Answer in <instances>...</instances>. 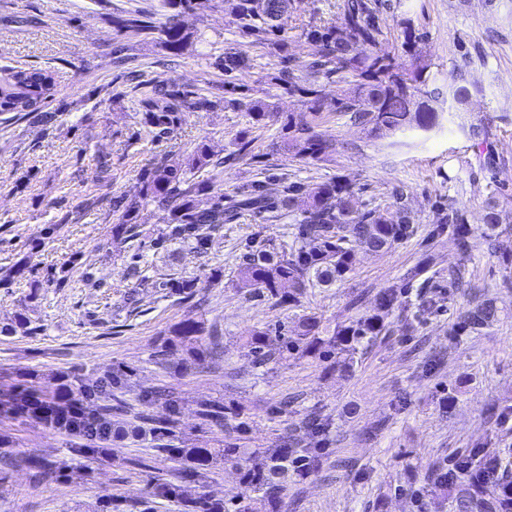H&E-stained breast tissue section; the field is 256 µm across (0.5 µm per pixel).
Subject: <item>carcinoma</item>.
Wrapping results in <instances>:
<instances>
[{
    "label": "carcinoma",
    "mask_w": 512,
    "mask_h": 512,
    "mask_svg": "<svg viewBox=\"0 0 512 512\" xmlns=\"http://www.w3.org/2000/svg\"><path fill=\"white\" fill-rule=\"evenodd\" d=\"M290 0H235L233 11L241 31L259 37L282 32L281 20L288 12ZM172 13L157 23L139 11L112 17V26L120 36L147 37L158 34L160 45L177 55L193 42L194 33L180 21V16L195 8V0H167ZM381 28L372 0H347L341 22L337 26L310 27L307 39L318 46L309 63V70L327 80L338 72L356 78L353 94L340 93L332 101L325 100L323 86L304 80L291 67H283L276 85L296 95L306 111L291 116L283 125V147L295 141L296 154L304 159H318L336 151V144L315 131L318 114L330 109L351 114L368 130L371 137L383 139L397 132L419 128L429 130L438 120L443 93L430 87L428 66H399L394 58L378 50ZM245 59L237 53H221L214 65L231 73L243 68ZM58 93L51 71L24 68L0 77V115L5 121H19L41 110ZM245 111L260 123L273 116L274 105L246 98L224 100L187 90L155 85L142 92L139 106L145 126L155 138H162L177 127L184 112H209L222 104ZM224 170V159H215L202 143L178 161L170 155L154 157L142 170L140 187L133 196L112 199V212L119 214L112 235L117 239H134L141 235L137 216L148 205L164 213L167 232L156 238V244L179 242L200 251L211 236L224 228L227 215L238 209L258 212H280L294 206L297 196L306 199L301 219L294 225L292 252L281 255L273 247L262 244L251 250L237 268V287L265 292L280 303L297 304L310 287H328L343 279L353 267L359 251L373 254L390 250L412 233V218L404 203V189L395 190V211L368 209L350 184L327 180L308 184L295 183L284 194L270 197L260 187L242 191L224 206V195H210L212 180ZM210 195L202 207L199 197ZM434 236H448V244L459 250L467 248L470 224L467 211L450 203L434 210ZM503 223L498 204H486L484 224L492 250L501 249L496 229ZM425 267L408 273V282L381 289L376 296L377 307L347 325H339L330 335L323 334L321 319L305 315L294 325L293 337L278 330L258 329L246 338V348L260 364H268L297 351L331 361V366L349 370L355 355L365 345L387 331L385 317L402 307L407 298L409 282L421 280L418 293L420 305H432L434 299L425 289L432 277ZM498 319L492 300H485L467 312L464 328L479 331ZM171 338L164 347L182 345L198 355L205 335L204 323L189 316L170 330ZM146 403H161L163 413L148 419L149 433L155 442L154 451L179 462L170 477L152 482L147 493L152 498L176 501L184 512H283L288 497V482L315 473L320 466L321 448H290L288 444L272 448H171L166 443L175 426L173 416L178 410L174 393L166 389L149 391L142 397ZM100 413L112 420L115 436L124 433L120 416L126 413L121 405L100 407ZM201 415L218 425L232 426L236 415L230 409L211 401L201 403ZM230 466L238 475L237 492L229 499H215L202 487L208 474L220 465ZM500 467L497 456L483 454L478 464L463 478L448 480V469L438 466L432 473L434 493L448 496V485L456 487L457 512H512V488L503 481L494 493L489 492L487 477Z\"/></svg>",
    "instance_id": "1"
}]
</instances>
